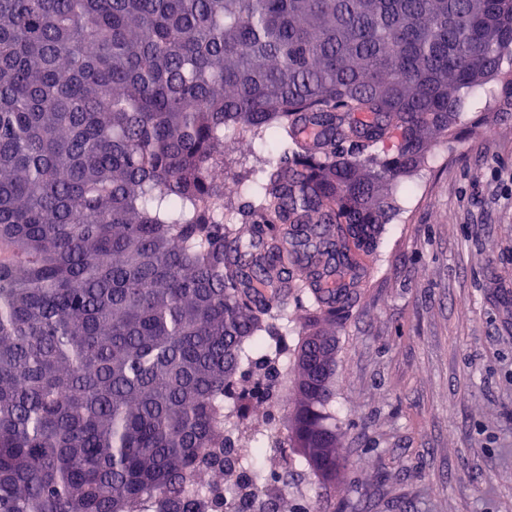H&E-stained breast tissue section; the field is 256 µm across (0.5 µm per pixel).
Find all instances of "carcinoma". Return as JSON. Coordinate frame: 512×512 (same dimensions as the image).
<instances>
[{"label": "carcinoma", "mask_w": 512, "mask_h": 512, "mask_svg": "<svg viewBox=\"0 0 512 512\" xmlns=\"http://www.w3.org/2000/svg\"><path fill=\"white\" fill-rule=\"evenodd\" d=\"M512 122V0H0V512H255L336 454V325L387 187L467 110ZM265 140L224 223L228 134ZM281 473L224 446L272 387Z\"/></svg>", "instance_id": "cac0c4a2"}]
</instances>
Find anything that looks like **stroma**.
<instances>
[{"mask_svg": "<svg viewBox=\"0 0 512 512\" xmlns=\"http://www.w3.org/2000/svg\"><path fill=\"white\" fill-rule=\"evenodd\" d=\"M337 329L338 512H512V124L431 137Z\"/></svg>", "mask_w": 512, "mask_h": 512, "instance_id": "stroma-1", "label": "stroma"}]
</instances>
